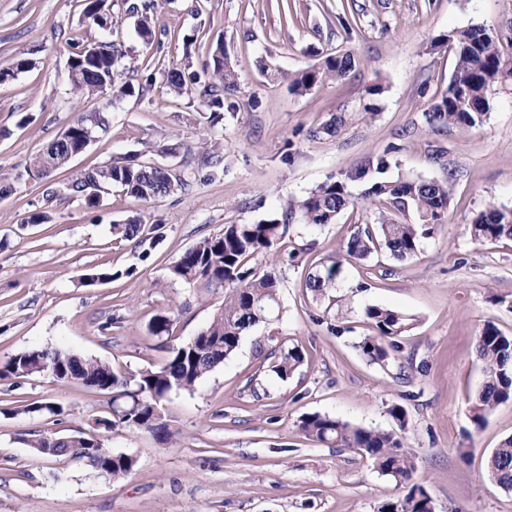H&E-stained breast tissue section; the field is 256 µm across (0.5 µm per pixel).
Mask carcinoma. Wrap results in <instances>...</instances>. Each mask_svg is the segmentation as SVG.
<instances>
[{
    "instance_id": "obj_1",
    "label": "carcinoma",
    "mask_w": 512,
    "mask_h": 512,
    "mask_svg": "<svg viewBox=\"0 0 512 512\" xmlns=\"http://www.w3.org/2000/svg\"><path fill=\"white\" fill-rule=\"evenodd\" d=\"M83 15L101 30H112L114 17L108 0H82ZM156 0H139L128 12L139 17L138 27L144 37H152L151 14ZM446 44L455 55V66L448 92L436 101L428 112V122L438 127H474L485 120L489 110L488 92L494 84L512 80V54H504L497 36L483 26H471L448 32ZM122 51L110 39L69 42V69L72 84L87 96L111 92L121 98L134 93L143 97L152 86V78L138 85L124 81L119 70ZM224 44L216 43L205 60L193 70L172 69L166 74L168 88L177 96L200 99L209 110L211 125L224 119V92L234 89L237 75L226 64ZM356 59L351 53L328 57L324 64L303 74L293 83L301 93L312 88L323 77L341 78L354 69ZM112 126V112L105 108L85 118L71 122L62 135L45 150L34 155L17 178L0 175V197L16 191L20 180L42 181L88 147V130L102 131ZM223 155L218 149H203L199 177L207 181L220 171ZM120 186L131 196L151 200L169 196L188 186L172 173L154 164L139 162L133 157L78 173L62 190L45 189L46 200L58 193L80 199L94 210L101 205L98 189L106 191ZM366 195L381 208L405 214H418L420 223L408 224L387 217L378 224H367L353 233L346 243L348 255L364 258L376 250H385L398 259L415 255L421 240L430 236L448 212V183L436 180L377 181L366 189ZM351 204V194L343 181L324 183L300 201L298 209L306 224H331ZM124 238L142 232L140 219L132 216L122 224L112 225ZM284 225L276 219L257 224H228L220 234L206 237L186 251L171 267V274L185 282L203 281L224 288V306L191 346H173L160 367L146 369L132 377L114 371L112 366L97 358H86L62 348L30 349L0 363V380L26 379L51 367L62 379L112 395V417H102L95 425L110 429L119 422L130 428L147 430L161 442L174 436L161 413L162 402L173 390H191L216 366L230 358L244 336L257 324L268 320L279 306L278 281L262 270L258 258L267 256L271 247L283 237ZM474 241H496L512 238V209L492 206L480 212L470 225ZM339 269L330 265L307 276L306 287L319 296L336 287ZM364 321L372 333L358 345L362 355L373 364L385 365L390 352L399 348L396 341L410 328L411 316L386 307L365 309ZM476 351L481 360V387L470 408L471 421L482 427L489 413L499 404L512 399V336L505 335L494 324H486L476 336ZM303 353L294 347L274 354L271 372L282 380L288 379L302 364ZM15 412H40L52 416L63 414V408L50 402H34L13 408ZM299 427L309 438L327 445L352 448L368 459L376 472L405 485L408 492L394 502L381 506L379 512H429V496L411 483L414 469L412 455L394 432L365 428L332 417L309 413L300 418ZM26 443L36 452L53 449L55 456H68L86 461L102 477L114 480L128 475L133 457L114 454L96 436L83 431L70 435L34 432ZM487 474L499 487L512 491V438L494 449L487 461Z\"/></svg>"
}]
</instances>
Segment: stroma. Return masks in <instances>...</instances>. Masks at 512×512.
Returning <instances> with one entry per match:
<instances>
[{
  "label": "stroma",
  "instance_id": "obj_1",
  "mask_svg": "<svg viewBox=\"0 0 512 512\" xmlns=\"http://www.w3.org/2000/svg\"><path fill=\"white\" fill-rule=\"evenodd\" d=\"M113 12L121 70L135 82L147 71L155 77L145 97L111 101L72 88L67 39L99 35L80 0H0V69L20 57L35 62L0 82V174L22 171L69 123L107 106L111 131L95 132L84 153L53 172L54 186L125 156L189 177L187 148L210 141L221 144L224 172L147 202L116 187L95 210L61 196L48 224L25 221L42 185L0 198V361L60 347L127 376L160 365L224 303L223 289L174 279L170 268L228 224L287 218L270 266L280 313L254 327L194 390L167 396L171 441L121 423L102 434L112 453L136 461L118 481L26 443L39 430H91L111 415L109 396L47 373L0 380V512H379L402 497L353 449L306 437L299 420L316 412L400 433L413 453L412 482L437 512H512V491L485 474L493 449L512 437V400L482 428L470 419L480 386L475 337L488 323L512 335V239L478 244L468 230L489 206L512 209V80L490 89L482 124L448 129L427 119L454 70L439 38L478 25L512 52V0H157L149 44L122 0ZM189 34L195 42L187 48ZM219 40L238 84L235 109L213 126L205 106L170 93L165 75L204 60ZM347 51L357 64L346 76L292 91L295 77ZM380 156L384 170L350 180ZM398 179L447 182L443 224L416 256H347L357 225L380 220L364 191ZM343 180L354 204L335 223L310 226L291 213L317 186ZM131 215L156 230L153 243L113 235ZM334 261L335 290L316 296L305 286L308 274ZM97 268L112 269V280L85 284L83 275ZM370 306L414 318L384 366L358 348L370 332L363 317ZM163 312L171 335L158 338L149 325ZM294 346L304 362L279 379L269 355ZM18 400L52 402L64 415L57 422L16 414ZM395 404L405 423L391 416Z\"/></svg>",
  "mask_w": 512,
  "mask_h": 512
}]
</instances>
